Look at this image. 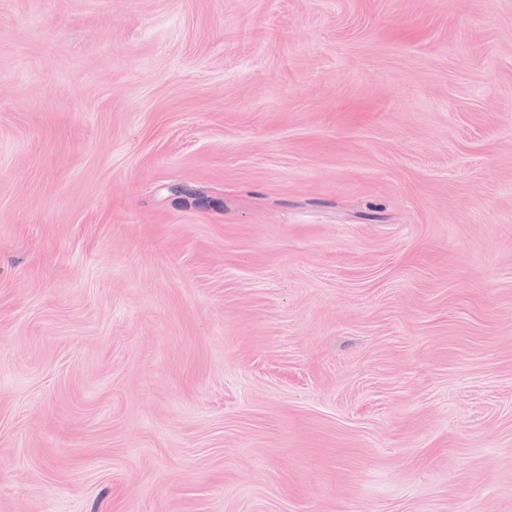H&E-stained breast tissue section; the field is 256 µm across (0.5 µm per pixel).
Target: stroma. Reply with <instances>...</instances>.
<instances>
[{
    "mask_svg": "<svg viewBox=\"0 0 512 512\" xmlns=\"http://www.w3.org/2000/svg\"><path fill=\"white\" fill-rule=\"evenodd\" d=\"M0 512H512V0H0Z\"/></svg>",
    "mask_w": 512,
    "mask_h": 512,
    "instance_id": "35a3bbf8",
    "label": "stroma"
}]
</instances>
